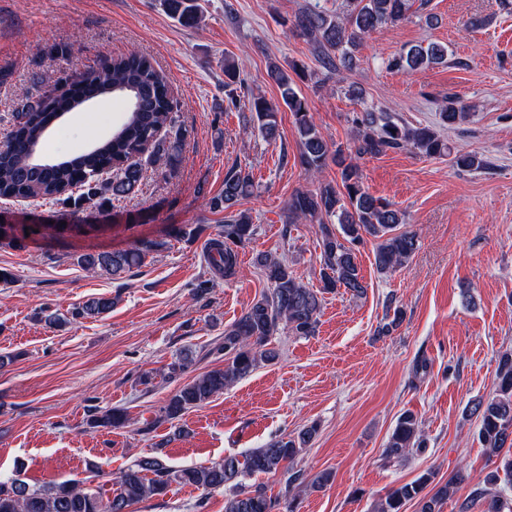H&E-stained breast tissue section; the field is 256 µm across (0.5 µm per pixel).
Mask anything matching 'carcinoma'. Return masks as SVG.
<instances>
[{
	"label": "carcinoma",
	"mask_w": 512,
	"mask_h": 512,
	"mask_svg": "<svg viewBox=\"0 0 512 512\" xmlns=\"http://www.w3.org/2000/svg\"><path fill=\"white\" fill-rule=\"evenodd\" d=\"M428 2L345 0L342 13L335 16L307 7L295 17L293 27L308 39L320 67L331 74L339 64L353 67L355 51L366 37L406 21L413 6L423 10ZM159 5L184 27L194 28L205 18L200 0H159ZM446 64L448 46L436 42L405 45L384 60L386 69L396 72ZM294 74L300 78L309 76L305 66L297 62L286 68L273 63L268 70L293 117L300 165L310 175L319 176L333 164L340 179L313 191H297L288 199V224L307 221L318 226L322 287L308 288L297 281L288 263L279 258L256 256V264L269 284L268 291L224 329V341L217 348V353L224 355V364L178 387L160 409L157 423L171 422L202 406L250 376L260 364L274 361L278 354L269 344L280 326H286L296 336L314 335L324 294L340 288L354 295L364 294L366 286L357 262V247L366 239L375 241L374 263L382 273L411 259L417 237L412 231L400 230L408 223L406 213L365 189L359 160L389 151L414 150L426 157L450 156L461 171H480L489 166L476 153L452 154V147L442 134V130L465 120L471 109L455 96L439 106L435 126L414 127L383 109L364 107L352 118L349 144L332 146L313 123L308 100L294 89ZM64 77L71 84L51 94L46 93L42 79L32 77V88L13 109L7 142L0 148V199L60 201L70 206L75 215L87 205L103 210L112 206V200L135 194L145 158L161 161L171 170L176 168L186 135L173 125L170 84L150 55L131 50L106 58L96 67L68 72ZM244 86L238 64L225 58L224 110L251 112L258 131L266 138H274L279 106L252 94H238ZM104 94L120 97L129 105L125 121L112 136L75 157L46 159L44 143L49 129L67 112ZM74 184L82 187L76 197L70 193ZM253 192L250 176L232 168L224 176V190L209 201L211 210L224 212V230L209 240L208 252L212 264L226 279L237 273V247L256 234L252 218L236 210L239 202ZM162 246L161 242L141 240L127 249L84 254L80 264L88 271L99 268L117 277L141 266L149 253ZM111 309L112 299L97 297L74 306L66 316L50 313L46 321L58 324L69 318H95ZM468 412L478 421L482 447L499 461L475 496L484 501L485 512H512V499L501 490L503 485H512V353L500 357L494 394L472 400ZM130 423L127 411L120 408L93 409L87 420L89 427L105 429H119ZM317 431V425L312 424L293 436L274 438L241 457L229 454L219 462L177 470L157 455L145 456L122 471L115 486L108 490L72 481L32 488L19 478H0V512H130L133 504L145 498L165 496L173 482L205 491H226L224 512H274L280 505L283 512H296V497L281 501L268 495L264 484L250 479L281 472L287 475L290 491L326 486L331 480L328 472L308 484L304 474L292 473L289 468L311 445ZM423 449L421 421L406 411L397 419L386 443L385 459L400 461ZM432 479L433 474L428 472L391 489L373 505L372 512H404L411 502L417 505L418 512H439L455 480L430 494L426 488Z\"/></svg>",
	"instance_id": "carcinoma-1"
}]
</instances>
